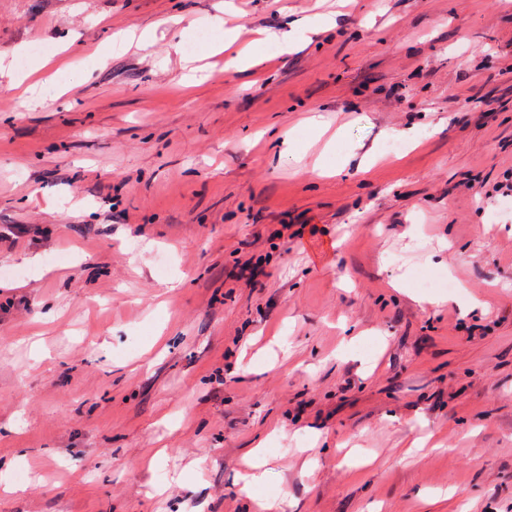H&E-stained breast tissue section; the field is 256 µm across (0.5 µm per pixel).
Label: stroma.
<instances>
[{"label":"stroma","instance_id":"1","mask_svg":"<svg viewBox=\"0 0 512 512\" xmlns=\"http://www.w3.org/2000/svg\"><path fill=\"white\" fill-rule=\"evenodd\" d=\"M217 2L0 0V512H512V0ZM316 24H323L327 26H334L335 20L332 17H319L307 18L300 25H293L290 30L271 32L266 31L263 41L270 40L277 43L282 52L288 53L294 46V43L307 31L311 26ZM45 66L42 61H33L28 71H18L13 60L6 61V55H0V79L5 80L9 87H19L31 75L40 71Z\"/></svg>","mask_w":512,"mask_h":512}]
</instances>
